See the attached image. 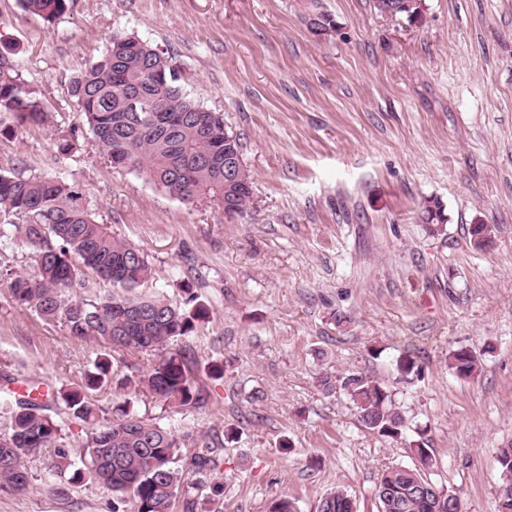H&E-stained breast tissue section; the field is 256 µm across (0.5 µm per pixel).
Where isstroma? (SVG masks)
Returning a JSON list of instances; mask_svg holds the SVG:
<instances>
[{
	"label": "stroma",
	"instance_id": "35a3bbf8",
	"mask_svg": "<svg viewBox=\"0 0 512 512\" xmlns=\"http://www.w3.org/2000/svg\"><path fill=\"white\" fill-rule=\"evenodd\" d=\"M323 3L340 29L328 41L298 0H71L50 23L0 0V42L54 115L50 127L0 115V172L79 186L98 223L147 253L143 293L180 304L188 284L207 305L208 321L168 346L223 362V379L200 380L205 407L119 387L157 351H115V381L93 398L108 411L132 399L141 416L222 443L199 491L220 512H268L282 495L317 512L336 489L377 512L382 474L412 465L405 442L420 428L437 485L460 493L463 512H497L495 456L512 442V0H424L412 23L379 16L373 0ZM115 33L169 50L187 94L223 113L253 176L246 214L112 168L88 134L56 163L58 137L82 125L69 84ZM427 200L446 217L435 233L420 220ZM477 224L495 228L481 249ZM459 348L482 352L477 376L449 370ZM97 350L0 284L1 399L19 382L75 386ZM403 353L424 369L411 385L393 372ZM347 370L385 381L406 440L367 430L347 398L319 389V373ZM49 462L26 457L33 487L0 496V512H112L102 486L45 485Z\"/></svg>",
	"mask_w": 512,
	"mask_h": 512
}]
</instances>
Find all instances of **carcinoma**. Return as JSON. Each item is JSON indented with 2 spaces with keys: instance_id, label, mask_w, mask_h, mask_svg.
<instances>
[{
  "instance_id": "1",
  "label": "carcinoma",
  "mask_w": 512,
  "mask_h": 512,
  "mask_svg": "<svg viewBox=\"0 0 512 512\" xmlns=\"http://www.w3.org/2000/svg\"><path fill=\"white\" fill-rule=\"evenodd\" d=\"M28 14L50 23L64 14L69 0H19ZM12 48L0 47V114L19 125L52 122L44 100L13 67ZM71 96L87 130L114 167L134 171L182 201L206 198L241 216L253 205V180L243 164L240 138L226 128L222 114L192 100L182 85V70L172 53L134 35L112 36L101 56L73 77ZM80 129L60 138L56 157L72 159ZM236 167L238 182H224V163ZM421 221L446 222L442 205L426 202ZM19 242L35 256L32 274L10 273L6 287L13 301L44 320L62 319L70 336L93 338L103 350L91 361L80 384L62 389L56 410L37 398L24 396L8 410L9 423L0 432V495L30 490L27 466L15 464V451L36 455L53 451L55 460L45 481L62 479L71 486L88 481L112 491V512H207L199 510L200 480L217 466V446L139 416L127 399L112 418L92 399L91 392L108 385L110 350H161L177 338L191 336L209 314L192 289L177 305L160 295L133 290L152 277L147 255L96 221L79 186L58 179L0 173V243ZM124 290L104 297L88 295L92 279ZM459 378L478 372L477 356L460 348L449 356ZM398 378L411 383L422 366L411 355L393 363ZM317 384L326 394H342L356 408L360 423L373 433L398 440L407 422L387 385L360 372L321 373ZM119 386L128 394L148 392L178 407L207 404L209 394L197 381L191 352L165 356L143 376L124 377ZM65 413L91 425L79 460L70 459L56 416ZM409 444L410 467L383 473L376 488L378 512H462V504L438 500L430 478L433 453L418 430ZM198 445L186 459L185 442ZM496 462L502 483L498 512H512V444L498 449ZM318 512H356L343 490L326 494Z\"/></svg>"
}]
</instances>
